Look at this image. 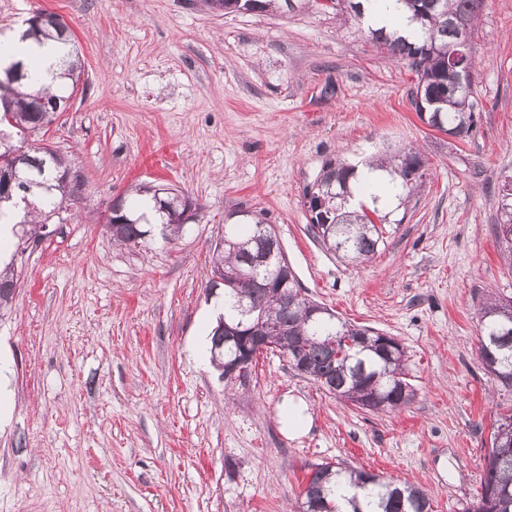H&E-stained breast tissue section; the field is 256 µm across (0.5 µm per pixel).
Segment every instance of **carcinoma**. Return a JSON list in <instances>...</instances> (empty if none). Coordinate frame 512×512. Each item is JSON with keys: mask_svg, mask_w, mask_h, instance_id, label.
<instances>
[{"mask_svg": "<svg viewBox=\"0 0 512 512\" xmlns=\"http://www.w3.org/2000/svg\"><path fill=\"white\" fill-rule=\"evenodd\" d=\"M408 13V35L395 36L367 18L368 9L360 0H335V10L353 16L358 28L373 43L390 56L405 60L418 73L413 91L415 111L425 107L439 119L431 128L448 126L461 128L471 137L476 129L474 104L469 102L471 88L456 87L454 75L448 70V48L458 40L455 22L473 14L475 4L483 0H399ZM81 74L78 54L70 53L61 62L60 77L64 80ZM71 95L52 92L38 84L29 65L24 76L12 79L0 67V102L12 107L15 124L0 123V139H8L25 147L27 134L45 128L41 113L35 109L38 99L65 102ZM34 175L27 185L28 202L18 196L0 194V224L14 225L12 234L18 244L43 237L49 218L63 205L66 192L57 178L68 171L66 162L46 147L31 150ZM370 168L388 174V185H380L357 171L353 164L329 161L312 187L306 190L310 229L326 248L350 263L371 260L386 240V224L390 221L391 203L402 204L418 187L424 176L419 153L408 151L391 158L377 157L368 162ZM148 198L138 196L123 204L125 220L114 227L112 218L106 226L112 228V239L119 244L143 241L145 215L141 210L150 205L155 222L169 234L183 230L184 222L160 210L157 190H145ZM258 218L245 223L224 225V239L216 244L212 264L237 273L230 285L224 286V314L220 319L234 322L241 319L240 304L251 305L278 322L284 334L272 337L282 356L293 353L297 340L304 342V356L312 371L309 380L340 400L359 409L382 413L409 403L414 390L405 374L406 350L393 357L372 346L345 347L339 355L329 348L331 341L341 344L345 336H380L374 329L353 325L340 319L312 314L307 298L300 295L296 280L288 283V301L266 288L259 287L265 278L274 275L276 267L253 268L247 263L249 254L265 250L283 255L278 239L261 238ZM17 283L13 263L0 271V314L11 309ZM500 297L489 298L480 309L479 357L492 379L505 387L512 386V321L504 322L499 313ZM223 337L211 336V363L223 369L224 361L236 355L226 347L219 351L217 343ZM402 377L393 378L395 371ZM346 477L354 489L348 498L350 512H432L426 493L417 486L398 484L364 470L349 469L339 463L321 462L312 465L308 480L299 492L295 512H340L333 496L331 481ZM466 512H512V443L493 432L491 448L485 456L480 491Z\"/></svg>", "mask_w": 512, "mask_h": 512, "instance_id": "carcinoma-1", "label": "carcinoma"}]
</instances>
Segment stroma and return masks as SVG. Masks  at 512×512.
<instances>
[{
    "instance_id": "1",
    "label": "stroma",
    "mask_w": 512,
    "mask_h": 512,
    "mask_svg": "<svg viewBox=\"0 0 512 512\" xmlns=\"http://www.w3.org/2000/svg\"><path fill=\"white\" fill-rule=\"evenodd\" d=\"M38 12L67 24L81 88L32 147L65 156L76 187L48 235L16 254L0 317V512H288L313 463L423 489L433 512L476 497L512 387L478 357L479 309L512 296L498 188L512 177V0H486L472 46L477 128L425 125L414 69L316 0L227 13L202 0H0V32ZM418 151L425 176L366 264L308 224L304 189L326 159ZM199 208L176 240L118 245L105 223L140 185ZM272 225L309 299L396 338L416 397L365 412L295 376L279 353L221 378L193 348L232 213ZM313 425L289 436L283 404Z\"/></svg>"
}]
</instances>
